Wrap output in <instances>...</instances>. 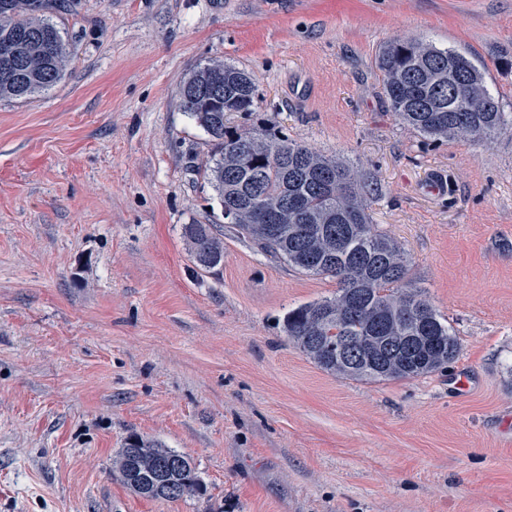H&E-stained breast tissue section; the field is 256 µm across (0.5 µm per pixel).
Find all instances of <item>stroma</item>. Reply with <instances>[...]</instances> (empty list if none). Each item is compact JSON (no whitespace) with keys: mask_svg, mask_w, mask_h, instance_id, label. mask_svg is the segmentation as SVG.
Listing matches in <instances>:
<instances>
[{"mask_svg":"<svg viewBox=\"0 0 512 512\" xmlns=\"http://www.w3.org/2000/svg\"><path fill=\"white\" fill-rule=\"evenodd\" d=\"M68 74L0 101V512H512V130L433 144L388 112L381 44L466 52L512 113V0H67ZM251 73L255 112L377 183L372 221L460 344L447 372L318 369L281 328L336 291L257 251L196 171L195 67ZM224 227V265L183 227ZM467 377V389L456 381ZM137 435L201 489L137 496ZM184 236L194 264L206 273L219 272L224 263V227L217 224H187ZM112 464L122 484L143 498L176 500L196 492L201 487L195 467L186 456L139 436H133L127 440ZM130 466L137 469L139 477L131 474ZM160 475L164 476L169 485L184 488L185 492L174 496L164 490L147 489L146 480L153 481Z\"/></svg>","mask_w":512,"mask_h":512,"instance_id":"35a3bbf8","label":"stroma"}]
</instances>
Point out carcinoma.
Wrapping results in <instances>:
<instances>
[{"label":"carcinoma","instance_id":"obj_1","mask_svg":"<svg viewBox=\"0 0 512 512\" xmlns=\"http://www.w3.org/2000/svg\"><path fill=\"white\" fill-rule=\"evenodd\" d=\"M61 0H0V101L26 100L60 83L69 50L50 16ZM388 111L432 142L469 138L492 142L512 129L488 89L485 70L465 54L422 40H393L376 55ZM455 78L448 79V72ZM252 75L212 61L180 81L179 104L209 136L208 163L198 177L217 194L224 219L265 255L296 272L336 279V293L289 309L288 341L322 371L339 378L384 382L428 377L448 368L459 342L415 285L402 245L372 224L377 192L339 158L311 150L277 131L227 124L231 112L254 111ZM194 264L217 273L224 263V230L187 224ZM122 484L147 499L174 500L146 482L164 476L192 494L201 487L190 460L139 436L112 461Z\"/></svg>","mask_w":512,"mask_h":512}]
</instances>
